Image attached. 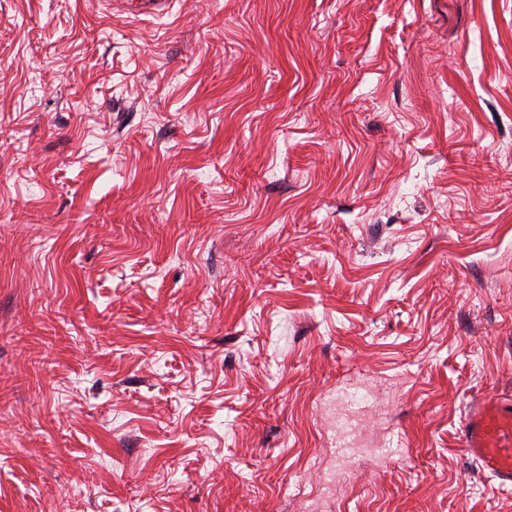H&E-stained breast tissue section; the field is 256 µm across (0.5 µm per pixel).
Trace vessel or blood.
<instances>
[{
	"label": "vessel or blood",
	"mask_w": 512,
	"mask_h": 512,
	"mask_svg": "<svg viewBox=\"0 0 512 512\" xmlns=\"http://www.w3.org/2000/svg\"><path fill=\"white\" fill-rule=\"evenodd\" d=\"M462 443L480 472L512 486V400L495 394L475 399L466 412Z\"/></svg>",
	"instance_id": "1"
}]
</instances>
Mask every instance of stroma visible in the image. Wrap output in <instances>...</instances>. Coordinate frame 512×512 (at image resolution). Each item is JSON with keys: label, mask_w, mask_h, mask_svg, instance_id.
Returning a JSON list of instances; mask_svg holds the SVG:
<instances>
[{"label": "stroma", "mask_w": 512, "mask_h": 512, "mask_svg": "<svg viewBox=\"0 0 512 512\" xmlns=\"http://www.w3.org/2000/svg\"><path fill=\"white\" fill-rule=\"evenodd\" d=\"M484 393L512 0H0V512H512ZM461 436L465 452L479 471L511 487V398L486 394L475 399L464 416Z\"/></svg>", "instance_id": "obj_1"}]
</instances>
